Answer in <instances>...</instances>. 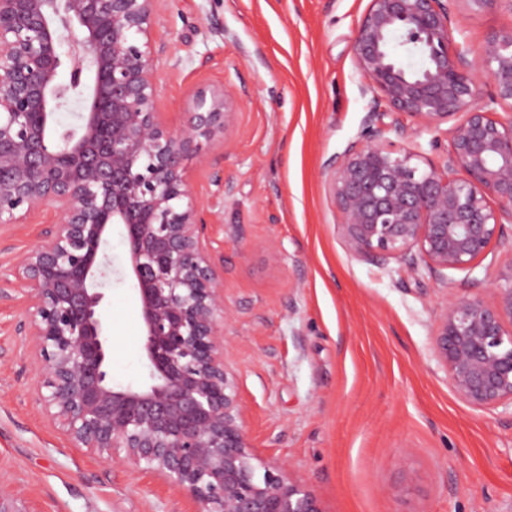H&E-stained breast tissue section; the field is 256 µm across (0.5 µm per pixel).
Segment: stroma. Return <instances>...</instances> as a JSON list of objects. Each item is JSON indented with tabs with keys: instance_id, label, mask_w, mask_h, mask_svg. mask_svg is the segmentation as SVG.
Wrapping results in <instances>:
<instances>
[{
	"instance_id": "35a3bbf8",
	"label": "stroma",
	"mask_w": 512,
	"mask_h": 512,
	"mask_svg": "<svg viewBox=\"0 0 512 512\" xmlns=\"http://www.w3.org/2000/svg\"><path fill=\"white\" fill-rule=\"evenodd\" d=\"M369 0H163L157 101L173 130L193 92L236 93L232 146H204L187 175L224 256V336L262 463L299 474L324 512H512V411L472 409L432 352L444 297L491 300L484 276L512 268V224L474 273L355 258L328 176L370 108L351 51ZM473 48L512 12L468 14ZM56 218L0 224V488L24 512H191L188 493L142 465L72 447L39 400L22 329L18 254ZM102 303L113 383L147 378L122 227Z\"/></svg>"
}]
</instances>
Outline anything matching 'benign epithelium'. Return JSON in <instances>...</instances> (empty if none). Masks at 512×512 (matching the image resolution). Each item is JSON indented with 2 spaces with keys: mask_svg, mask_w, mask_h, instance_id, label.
<instances>
[{
  "mask_svg": "<svg viewBox=\"0 0 512 512\" xmlns=\"http://www.w3.org/2000/svg\"><path fill=\"white\" fill-rule=\"evenodd\" d=\"M159 0H0V224L46 206L58 220L17 256L40 401L76 448L117 453L186 489L195 512H323L304 480L257 462L230 371L224 258L206 236L186 161L228 132L238 102L197 90L181 132L160 116L154 30ZM474 14L512 0H460ZM69 33L61 51L63 33ZM428 60L409 71L390 38ZM351 51L364 91L413 125L368 112L362 139L336 161L330 188L348 251L407 271L478 268L512 223V30L481 50L455 40L448 0H370ZM68 80L62 81V71ZM494 94L483 105L479 82ZM84 112L60 131L71 93ZM453 120L441 161L416 139ZM125 231L148 378L115 385L100 312L112 227ZM493 298L444 300L432 349L455 394L476 410L512 408V268Z\"/></svg>",
  "mask_w": 512,
  "mask_h": 512,
  "instance_id": "7a95c632",
  "label": "benign epithelium"
}]
</instances>
